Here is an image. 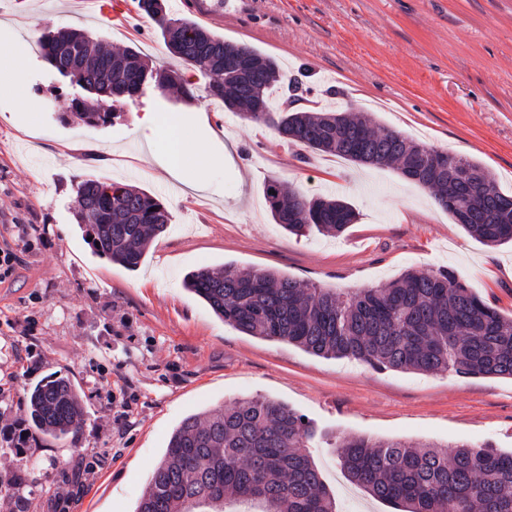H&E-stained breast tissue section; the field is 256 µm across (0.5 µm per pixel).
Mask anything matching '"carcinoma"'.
<instances>
[{
	"instance_id": "carcinoma-1",
	"label": "carcinoma",
	"mask_w": 512,
	"mask_h": 512,
	"mask_svg": "<svg viewBox=\"0 0 512 512\" xmlns=\"http://www.w3.org/2000/svg\"><path fill=\"white\" fill-rule=\"evenodd\" d=\"M159 28L168 51L210 78L209 94L253 121L275 126L287 141L363 165H397L402 176L434 192L455 223L488 246L512 243V195L500 191L480 162L457 158L392 130L367 115L289 112L272 96L282 80L277 62L242 44L251 77L224 70L233 44L189 18L169 16L166 0H137ZM52 71L83 90L69 110L90 126L106 125L115 104L135 100L150 84L174 85V71L140 61L132 47L112 49L87 33L59 29L39 39ZM265 111H256L257 105ZM264 196L275 223L301 235L344 233L356 220L343 200L308 199L271 180ZM77 223L96 255L139 268L170 214L157 197L119 182L85 179L77 186ZM184 287L238 331L293 344L318 357L348 358L377 370L512 379V317L502 315L442 268L406 270L383 288L341 295L307 287L274 271L186 274ZM28 422L58 438L78 433L84 403L67 378L50 376L27 394ZM311 421L287 404L248 397L207 415H190L173 430L135 512H336V500L307 453ZM348 479L397 512H512V451L461 444L353 438L337 444Z\"/></svg>"
}]
</instances>
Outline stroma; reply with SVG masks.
<instances>
[{
    "label": "stroma",
    "instance_id": "stroma-1",
    "mask_svg": "<svg viewBox=\"0 0 512 512\" xmlns=\"http://www.w3.org/2000/svg\"><path fill=\"white\" fill-rule=\"evenodd\" d=\"M0 0V53L27 48L24 88L0 90V250L15 253L0 282V482L24 480V509L0 492V512H135L180 421L263 396L297 409L328 438H405L442 447L512 448V379L376 370L239 332L185 290L186 273L231 264L277 270L339 292L381 287L408 269L445 267L512 316V246L484 245L433 193L391 166H369L285 143L277 130L208 96L207 78L168 52L136 0ZM190 18L225 41L274 58L302 79L297 109L366 113L442 152L488 167L512 194V0H186ZM86 31L146 63L175 70L191 95L149 89L118 103L107 126L65 116L74 89L37 40ZM146 112L173 116L187 141L228 151L203 187L180 186L139 133ZM127 183L157 196L171 221L135 271L94 254L75 188ZM352 205L339 236H296L275 224L268 180ZM84 400L76 436L26 427V396L49 376ZM337 449H311L336 512H394L352 484Z\"/></svg>",
    "mask_w": 512,
    "mask_h": 512
}]
</instances>
